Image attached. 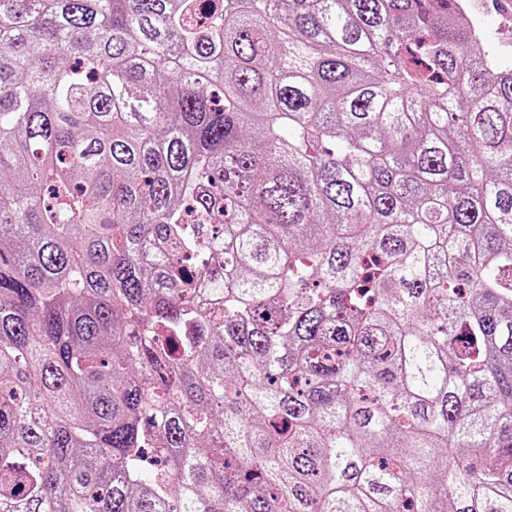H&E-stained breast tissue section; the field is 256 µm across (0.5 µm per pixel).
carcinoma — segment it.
Listing matches in <instances>:
<instances>
[{
    "mask_svg": "<svg viewBox=\"0 0 512 512\" xmlns=\"http://www.w3.org/2000/svg\"><path fill=\"white\" fill-rule=\"evenodd\" d=\"M458 4L0 0V512H512Z\"/></svg>",
    "mask_w": 512,
    "mask_h": 512,
    "instance_id": "carcinoma-1",
    "label": "carcinoma"
}]
</instances>
